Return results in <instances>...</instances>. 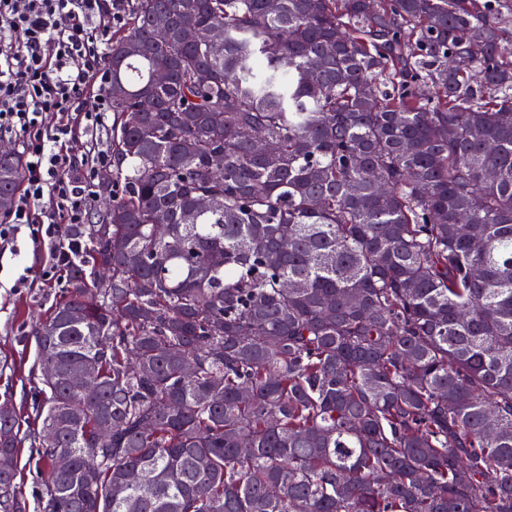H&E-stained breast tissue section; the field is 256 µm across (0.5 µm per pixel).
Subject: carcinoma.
I'll list each match as a JSON object with an SVG mask.
<instances>
[{"instance_id":"1","label":"carcinoma","mask_w":512,"mask_h":512,"mask_svg":"<svg viewBox=\"0 0 512 512\" xmlns=\"http://www.w3.org/2000/svg\"><path fill=\"white\" fill-rule=\"evenodd\" d=\"M511 21L127 0L112 183L33 330L28 434L0 411V512L27 440L39 512H512ZM22 176L0 154V212Z\"/></svg>"}]
</instances>
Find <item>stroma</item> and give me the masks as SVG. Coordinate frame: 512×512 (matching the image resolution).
Segmentation results:
<instances>
[{
    "mask_svg": "<svg viewBox=\"0 0 512 512\" xmlns=\"http://www.w3.org/2000/svg\"><path fill=\"white\" fill-rule=\"evenodd\" d=\"M41 262V254L24 234L15 252L0 255V398L11 395L23 419L30 416L35 401V342L31 332L49 317L64 288L37 281L15 292L11 285L25 269L38 267Z\"/></svg>",
    "mask_w": 512,
    "mask_h": 512,
    "instance_id": "stroma-1",
    "label": "stroma"
}]
</instances>
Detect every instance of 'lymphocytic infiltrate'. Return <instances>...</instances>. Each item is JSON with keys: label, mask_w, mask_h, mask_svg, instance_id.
<instances>
[{"label": "lymphocytic infiltrate", "mask_w": 512, "mask_h": 512, "mask_svg": "<svg viewBox=\"0 0 512 512\" xmlns=\"http://www.w3.org/2000/svg\"><path fill=\"white\" fill-rule=\"evenodd\" d=\"M125 0H0V137L15 139L22 186L0 218V252L28 234L52 280L82 264L90 245L69 234L90 223L112 157L106 68Z\"/></svg>", "instance_id": "lymphocytic-infiltrate-1"}]
</instances>
